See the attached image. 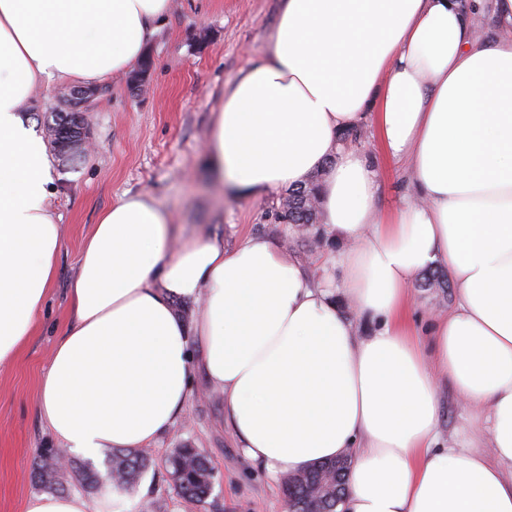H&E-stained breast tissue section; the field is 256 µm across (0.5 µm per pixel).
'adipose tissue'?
Wrapping results in <instances>:
<instances>
[{
    "instance_id": "adipose-tissue-1",
    "label": "adipose tissue",
    "mask_w": 512,
    "mask_h": 512,
    "mask_svg": "<svg viewBox=\"0 0 512 512\" xmlns=\"http://www.w3.org/2000/svg\"><path fill=\"white\" fill-rule=\"evenodd\" d=\"M470 4L282 0L267 54L227 89L209 136L237 189L273 194L320 173L321 222L346 245L341 286L375 330L357 336L273 240L175 247L157 202L121 197L83 242L72 318L39 383L61 447L155 445L199 367L253 465L289 475L354 457L338 512H512V0ZM169 9L0 0V366L40 325L59 251L30 91L131 71ZM366 121L386 157L409 163L414 198L391 211L367 156L336 142ZM440 266L457 302L421 336L410 287ZM197 298L186 325L174 303ZM444 377L460 405L485 408V446H440Z\"/></svg>"
}]
</instances>
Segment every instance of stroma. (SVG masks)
Returning a JSON list of instances; mask_svg holds the SVG:
<instances>
[{
	"instance_id": "35a3bbf8",
	"label": "stroma",
	"mask_w": 512,
	"mask_h": 512,
	"mask_svg": "<svg viewBox=\"0 0 512 512\" xmlns=\"http://www.w3.org/2000/svg\"><path fill=\"white\" fill-rule=\"evenodd\" d=\"M279 8L280 0H172L162 31L147 46L144 81L132 84L126 74L106 80L105 92L92 100L86 114L91 145L80 167L53 156L60 232L56 280L41 327L13 363L0 368V512H22L26 498L40 491L29 472L40 449L55 442L38 412L39 378L70 323L69 288L81 243L114 201L126 194L148 195L170 213L179 231L202 230L222 237L228 247L247 234L272 238L312 279H338L341 243L317 245L296 236L276 219L281 194L234 197L207 161V138L224 93L264 52ZM360 132L355 147L379 173L378 205L393 209L412 195L408 167L381 155L370 124L361 125ZM453 304V292L426 288L423 278H416L409 321L425 331ZM440 400L439 440L458 443L471 428V415L459 405L450 381H441ZM186 442L205 451L217 474L211 512H287L282 479L244 458L224 427L223 393L200 373L182 418L151 450L157 468L126 493L136 512H151L159 498L168 499L169 512H197L174 496L159 466L172 448Z\"/></svg>"
}]
</instances>
